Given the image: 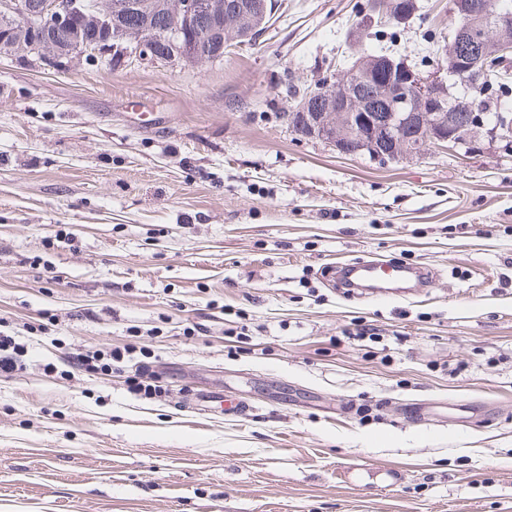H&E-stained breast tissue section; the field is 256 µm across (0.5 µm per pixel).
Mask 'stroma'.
Segmentation results:
<instances>
[{
    "label": "stroma",
    "instance_id": "obj_1",
    "mask_svg": "<svg viewBox=\"0 0 512 512\" xmlns=\"http://www.w3.org/2000/svg\"><path fill=\"white\" fill-rule=\"evenodd\" d=\"M359 2L278 0L204 64L0 57V332L26 349L0 373V512H512V160L288 126L361 53L435 68L448 0L384 27ZM393 258L434 282L336 285ZM141 360L159 396L132 391Z\"/></svg>",
    "mask_w": 512,
    "mask_h": 512
}]
</instances>
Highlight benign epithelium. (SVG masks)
<instances>
[{
  "label": "benign epithelium",
  "mask_w": 512,
  "mask_h": 512,
  "mask_svg": "<svg viewBox=\"0 0 512 512\" xmlns=\"http://www.w3.org/2000/svg\"><path fill=\"white\" fill-rule=\"evenodd\" d=\"M412 8L390 0L374 13L399 22ZM448 12L462 24L434 72L405 56L365 53L344 75L317 79L289 109V128L346 155L399 160L432 145L469 156L492 144L511 159L512 120L473 119V102L452 89L477 91L491 70L512 68V12H493L487 0H448ZM269 18L268 0H100L87 14L82 0H0V54L203 63L267 30Z\"/></svg>",
  "instance_id": "benign-epithelium-1"
}]
</instances>
